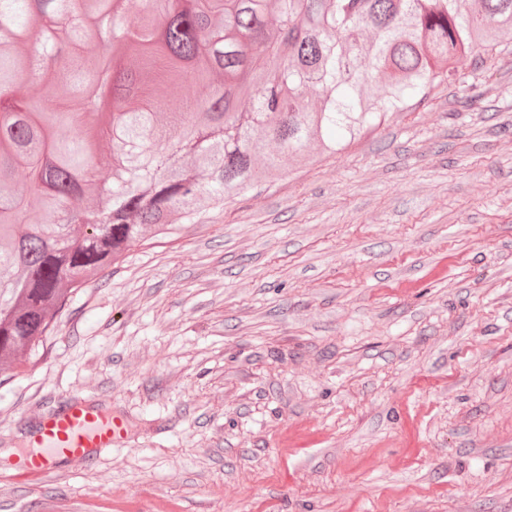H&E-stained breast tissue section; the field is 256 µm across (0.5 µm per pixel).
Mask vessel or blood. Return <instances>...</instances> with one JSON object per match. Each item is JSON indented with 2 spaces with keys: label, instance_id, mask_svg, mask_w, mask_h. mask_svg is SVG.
Returning <instances> with one entry per match:
<instances>
[{
  "label": "vessel or blood",
  "instance_id": "b4317fda",
  "mask_svg": "<svg viewBox=\"0 0 512 512\" xmlns=\"http://www.w3.org/2000/svg\"><path fill=\"white\" fill-rule=\"evenodd\" d=\"M127 427L117 416L105 415L96 406L75 403L45 417L30 437L36 453L27 471L40 475L55 469L59 459H84L93 452L125 442Z\"/></svg>",
  "mask_w": 512,
  "mask_h": 512
}]
</instances>
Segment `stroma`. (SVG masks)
Masks as SVG:
<instances>
[{"instance_id":"35a3bbf8","label":"stroma","mask_w":512,"mask_h":512,"mask_svg":"<svg viewBox=\"0 0 512 512\" xmlns=\"http://www.w3.org/2000/svg\"><path fill=\"white\" fill-rule=\"evenodd\" d=\"M309 154L133 247L0 369V512H512V51ZM72 402L126 442L22 477Z\"/></svg>"}]
</instances>
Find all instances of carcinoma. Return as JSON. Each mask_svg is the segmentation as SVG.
Here are the masks:
<instances>
[{"mask_svg": "<svg viewBox=\"0 0 512 512\" xmlns=\"http://www.w3.org/2000/svg\"><path fill=\"white\" fill-rule=\"evenodd\" d=\"M33 45L55 54L35 80ZM511 46L512 0H0V366L37 356L67 297L146 232ZM168 85L206 93L179 112Z\"/></svg>", "mask_w": 512, "mask_h": 512, "instance_id": "1", "label": "carcinoma"}]
</instances>
